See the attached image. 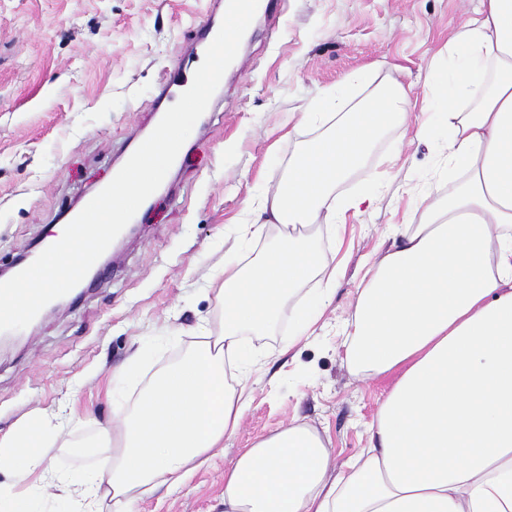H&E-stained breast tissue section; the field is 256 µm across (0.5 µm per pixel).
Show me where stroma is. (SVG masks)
<instances>
[{"label":"stroma","instance_id":"35a3bbf8","mask_svg":"<svg viewBox=\"0 0 512 512\" xmlns=\"http://www.w3.org/2000/svg\"><path fill=\"white\" fill-rule=\"evenodd\" d=\"M480 0H285L256 19L238 64L214 93L182 155L136 214L137 237L83 296L0 351V435L35 420L70 419L50 463L73 487L99 464L92 447L114 410L131 409L158 370L221 321L209 288L224 256L250 264L283 239L252 223L268 190L317 125L293 126L357 73L362 102L389 86L412 92L448 64V38ZM211 0H0V267L9 268L51 227L106 183L156 120L161 87L193 78L205 51L199 26L223 19ZM413 125L390 124L347 197L383 185L373 209L304 234L343 276L318 334L281 347L322 286L308 281L262 335L248 339L258 363L253 398L223 451L177 489L145 495L134 512H224V468L242 449L297 421L328 437L334 464L367 445L385 386L349 369L341 326L368 260L392 245L389 225L418 221L442 197L448 136L415 142Z\"/></svg>","mask_w":512,"mask_h":512}]
</instances>
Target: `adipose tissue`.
Instances as JSON below:
<instances>
[{"label":"adipose tissue","instance_id":"1","mask_svg":"<svg viewBox=\"0 0 512 512\" xmlns=\"http://www.w3.org/2000/svg\"><path fill=\"white\" fill-rule=\"evenodd\" d=\"M457 59L421 102L402 89L351 103L336 91L297 124H325L263 209L288 227L282 245L250 265L224 261L215 290L222 324L157 375L136 409L102 438L109 455L87 493L110 512H133L143 491L173 489L234 435L252 396L249 336L266 331L321 269L303 227L347 223L372 194L338 198L380 131L419 109L415 136L450 134L454 181L371 267L345 325L346 360L388 386L368 446L341 466L328 442L293 422L243 449L224 469V512H512V0H482L448 43ZM336 291L328 273L283 343L312 335ZM52 424L0 437V463L18 481L67 487L47 463Z\"/></svg>","mask_w":512,"mask_h":512}]
</instances>
